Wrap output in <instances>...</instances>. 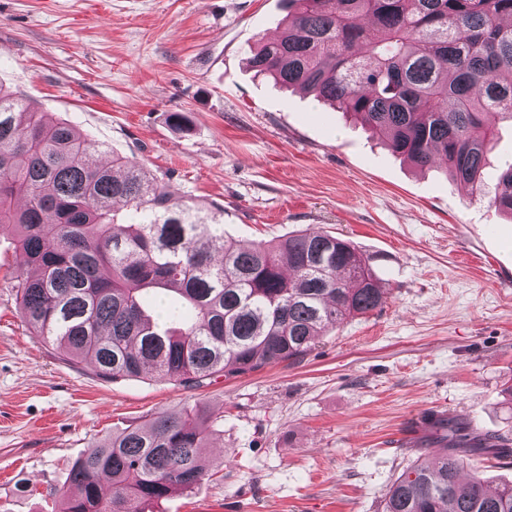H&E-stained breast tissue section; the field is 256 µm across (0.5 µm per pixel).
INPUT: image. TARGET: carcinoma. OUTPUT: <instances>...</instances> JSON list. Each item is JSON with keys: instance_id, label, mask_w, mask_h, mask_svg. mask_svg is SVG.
I'll list each match as a JSON object with an SVG mask.
<instances>
[{"instance_id": "1", "label": "carcinoma", "mask_w": 512, "mask_h": 512, "mask_svg": "<svg viewBox=\"0 0 512 512\" xmlns=\"http://www.w3.org/2000/svg\"><path fill=\"white\" fill-rule=\"evenodd\" d=\"M288 25L247 64L361 119L393 154L436 163L512 215V163L486 190L494 117L512 124V0H285ZM51 122L0 84V230L14 233L16 300L32 332L106 380L150 370L202 386L296 359L384 298L356 246L319 231L224 237V211L190 204L133 157ZM118 202L127 219L114 213ZM440 452L389 488L383 512H512V484L458 480L497 438L433 421ZM209 419L157 413L68 473L63 512H145L202 481Z\"/></svg>"}]
</instances>
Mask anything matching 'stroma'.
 <instances>
[{"mask_svg": "<svg viewBox=\"0 0 512 512\" xmlns=\"http://www.w3.org/2000/svg\"><path fill=\"white\" fill-rule=\"evenodd\" d=\"M286 16L282 0H0V83L27 104L222 208L228 238L350 240L385 290L294 360L200 388L103 380L29 329L0 230V512H59L102 438L192 406L210 419L206 476L148 512H382L433 458L430 406L512 443V216L256 77L247 52Z\"/></svg>", "mask_w": 512, "mask_h": 512, "instance_id": "1", "label": "stroma"}]
</instances>
